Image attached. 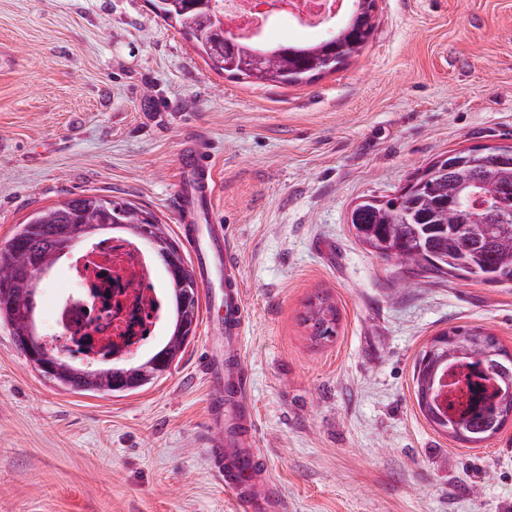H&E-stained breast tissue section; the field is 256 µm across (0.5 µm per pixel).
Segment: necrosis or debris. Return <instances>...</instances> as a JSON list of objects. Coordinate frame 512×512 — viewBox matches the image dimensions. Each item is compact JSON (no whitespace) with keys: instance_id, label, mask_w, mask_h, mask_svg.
Returning <instances> with one entry per match:
<instances>
[{"instance_id":"necrosis-or-debris-1","label":"necrosis or debris","mask_w":512,"mask_h":512,"mask_svg":"<svg viewBox=\"0 0 512 512\" xmlns=\"http://www.w3.org/2000/svg\"><path fill=\"white\" fill-rule=\"evenodd\" d=\"M349 8L350 0H288L287 7L263 11L258 0H224V12L234 20L232 34L244 46L279 44L284 25L308 37L320 36L342 22ZM156 278L138 240L119 232L95 240L78 280L82 299L63 303L57 312L65 348L89 336L98 347L113 342L125 352L141 350L144 332L154 331L169 315Z\"/></svg>"}]
</instances>
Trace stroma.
<instances>
[{
	"instance_id": "1",
	"label": "stroma",
	"mask_w": 512,
	"mask_h": 512,
	"mask_svg": "<svg viewBox=\"0 0 512 512\" xmlns=\"http://www.w3.org/2000/svg\"><path fill=\"white\" fill-rule=\"evenodd\" d=\"M364 51L297 86L208 70L147 0H0V244L34 211L95 192L176 227L179 156L202 138L212 211L247 303L256 445L285 512H512V422L474 445L415 397L423 347L484 325L512 350V284L409 272L367 253L347 215L438 156L512 143V0H376ZM66 262L43 279L53 333ZM340 314L314 342L315 295ZM206 322L152 387L115 396L46 382L0 326V512H244L201 435Z\"/></svg>"
}]
</instances>
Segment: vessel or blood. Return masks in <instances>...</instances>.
Wrapping results in <instances>:
<instances>
[{"instance_id": "obj_1", "label": "vessel or blood", "mask_w": 512, "mask_h": 512, "mask_svg": "<svg viewBox=\"0 0 512 512\" xmlns=\"http://www.w3.org/2000/svg\"><path fill=\"white\" fill-rule=\"evenodd\" d=\"M181 174L176 200L179 234L191 247L197 276L205 286L207 318L223 342L222 352L209 351L202 358L210 471L250 512H283V502L254 444L242 345L246 299L224 227L212 221L217 176L214 154L205 142L182 151Z\"/></svg>"}]
</instances>
